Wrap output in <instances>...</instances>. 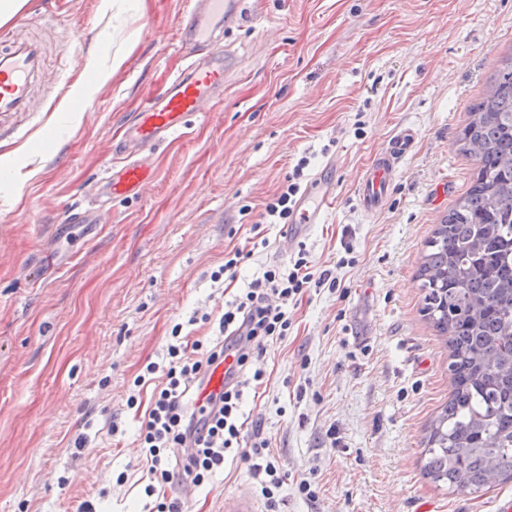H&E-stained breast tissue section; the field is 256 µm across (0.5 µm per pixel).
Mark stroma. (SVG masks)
I'll list each match as a JSON object with an SVG mask.
<instances>
[{
  "instance_id": "stroma-1",
  "label": "stroma",
  "mask_w": 512,
  "mask_h": 512,
  "mask_svg": "<svg viewBox=\"0 0 512 512\" xmlns=\"http://www.w3.org/2000/svg\"><path fill=\"white\" fill-rule=\"evenodd\" d=\"M45 2L28 0L19 27L49 33L48 64L67 79L0 131V512H152L138 420L154 387L134 381L164 363L176 324L219 316L289 261L288 230L272 224L223 288L210 279L303 157L309 180L336 164L337 206L303 244L340 286L299 299L243 400L285 475L280 512H495L512 497V482L474 497L422 476L423 437L453 382L417 278L472 183L457 138L512 55V0H246L222 35L242 63L222 101L154 152L146 195L74 227L60 225L64 207L96 205L120 133L184 63L185 0ZM403 126L417 144L388 203L365 213L360 178ZM347 249L354 264L337 268ZM357 322L365 340L351 336ZM304 479L315 497L299 492ZM242 492L257 499L261 486L238 459L183 499L188 512H224Z\"/></svg>"
}]
</instances>
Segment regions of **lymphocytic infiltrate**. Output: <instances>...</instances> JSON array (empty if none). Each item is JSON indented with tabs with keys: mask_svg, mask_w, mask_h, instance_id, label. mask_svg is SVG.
I'll return each instance as SVG.
<instances>
[{
	"mask_svg": "<svg viewBox=\"0 0 512 512\" xmlns=\"http://www.w3.org/2000/svg\"><path fill=\"white\" fill-rule=\"evenodd\" d=\"M305 167V162H298L287 183L266 202L265 223L290 220ZM336 282L332 270L314 272L305 248H298L289 264L267 266L243 294L225 302L217 338L176 342L168 346L165 364L146 365L136 383L152 381L156 387L140 421L139 440L148 477L144 492L155 498L156 512H186L184 501L168 494L174 478L200 485L223 470L229 458L249 462L268 512H278L284 475L260 430L244 436L243 397L265 378L256 366L258 358L271 343L287 336L292 326L289 305L307 290L332 288ZM229 358L234 365L227 371L223 391L202 395L207 373Z\"/></svg>",
	"mask_w": 512,
	"mask_h": 512,
	"instance_id": "obj_1",
	"label": "lymphocytic infiltrate"
}]
</instances>
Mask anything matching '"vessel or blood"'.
Returning a JSON list of instances; mask_svg holds the SVG:
<instances>
[{
  "instance_id": "vessel-or-blood-1",
  "label": "vessel or blood",
  "mask_w": 512,
  "mask_h": 512,
  "mask_svg": "<svg viewBox=\"0 0 512 512\" xmlns=\"http://www.w3.org/2000/svg\"><path fill=\"white\" fill-rule=\"evenodd\" d=\"M243 0H187L180 48L187 63L171 79L167 92L150 101L124 130L120 150L125 158L113 165L99 185L102 198L142 195L152 177L151 154L162 143L183 137L191 117L205 115L224 95V85L237 69L236 58L218 43L224 27L242 18ZM50 71L43 41L11 28H0V127L12 117L41 111L38 90L59 81ZM416 133L400 129L378 151L361 176L359 204L365 212L388 201L402 159L413 149ZM336 202V165L328 163L299 197L291 219L289 243L304 229L321 223Z\"/></svg>"
}]
</instances>
